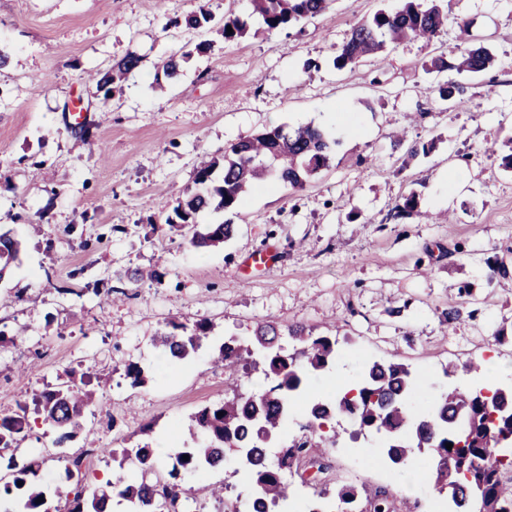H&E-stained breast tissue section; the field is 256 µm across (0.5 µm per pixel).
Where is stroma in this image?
Masks as SVG:
<instances>
[{
	"label": "stroma",
	"instance_id": "1",
	"mask_svg": "<svg viewBox=\"0 0 512 512\" xmlns=\"http://www.w3.org/2000/svg\"><path fill=\"white\" fill-rule=\"evenodd\" d=\"M399 0H332L310 21L262 30L251 0H0V233L21 243L0 282V416L19 414L59 387L98 388L64 446L41 417L0 466H30L29 481L82 459L86 492L120 473L107 448H154L159 470L191 441L184 421L223 401V368L210 362L225 336L247 339L256 325H300L339 340L340 355L309 381L312 396L338 398L362 366L400 354L417 391L438 397L449 383L474 386L443 369L491 358L487 384H512V0H441L448 27L431 43L408 39L336 69L333 58L352 28ZM206 7L232 15L247 35L227 44L184 17ZM467 20L496 56L477 76L429 71ZM213 41L182 62L166 93L154 89L157 66L186 43ZM142 58L121 94L103 99L87 73L104 72L127 54ZM315 59L321 69L307 75ZM455 80L453 100L434 88ZM80 100L92 135L81 139L66 116ZM312 124L338 140L329 168L289 193L256 184L232 211L206 209L198 225L233 224L225 245L197 248L189 230L165 224L187 189L197 160H220L232 143L267 129ZM408 126L407 158L390 132ZM418 214L393 218L404 196ZM271 265L246 267L263 250ZM507 274L491 276L488 260ZM157 280L133 283L130 270ZM469 285L466 303L457 288ZM461 305L454 322L449 307ZM207 320L208 346L176 364L152 338L170 321ZM143 368L131 386L126 365ZM316 448L324 463L317 490L354 483L406 498L414 512H438L432 459L403 468L384 464L385 438H351Z\"/></svg>",
	"mask_w": 512,
	"mask_h": 512
}]
</instances>
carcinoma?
<instances>
[{
    "mask_svg": "<svg viewBox=\"0 0 512 512\" xmlns=\"http://www.w3.org/2000/svg\"><path fill=\"white\" fill-rule=\"evenodd\" d=\"M331 0H252L254 11L261 17L267 31L286 30L324 12ZM191 29L217 27L226 43H234L247 33L236 17L214 23L213 15L199 6L185 19ZM448 25V15L429 0H402L393 9H381L358 23L348 41L333 59L338 69L352 67L367 56L382 50L386 43H397L410 37L430 40ZM233 32H227V28ZM190 56L171 55L156 72V84L179 72L180 61ZM142 58L128 54L112 69L91 76L96 93L110 99L121 90L120 82L137 69ZM494 58L484 46L462 39L446 55L431 59L429 70L439 73L478 75L486 71ZM338 141L311 125L269 129L253 138L240 140L224 152L222 183L214 184L212 174L218 166L215 159H202L196 168L198 189L177 203L167 214L165 223L175 229L193 230L191 243L196 247H217L234 235V225L208 224L197 229L196 215L207 208L229 211L235 209L248 188L267 178L277 179L291 191L304 187L307 180L329 166ZM21 242L9 233H0V282L8 277L10 264L20 251ZM211 325L200 320L187 327L171 321L154 336V343L172 361H184L197 353L209 338ZM277 323L265 321L257 325L247 341L234 336L212 348L210 358L224 365L226 379L231 381L232 395L215 405L205 406L192 414L187 424L189 437L202 441L199 448H185L174 455L168 476L174 483H149L144 479L155 471L154 449L112 448L107 453L112 466L124 470L131 466L141 477L119 480L113 495L126 512H170L176 503L175 481L186 474L206 477L223 467L226 452L240 456L234 473L248 483L249 496L268 501L275 512L288 500L289 483L285 469L269 461L265 441L275 438L283 429L296 398L312 375L328 370L336 362V340L314 336L303 326L288 329L296 345L290 353L281 343ZM263 368L266 387L257 393L239 391L241 381L257 367ZM416 390L408 367L390 358L363 365L356 388L332 400L330 408L322 400H310L305 409L307 418L302 429L307 434L293 439L284 448L288 463L300 458L310 448L338 446L340 433L328 423L343 420L356 427V435L383 434L387 437L386 457L400 467L411 458L431 456L436 459L428 478L438 492L448 493L452 512H512V386L489 387L487 392L450 387L439 397L416 409L410 401ZM43 421L57 433L56 444L74 438L85 412L94 405L93 393L72 386L45 392L35 401ZM25 418L0 417V447L9 448L22 432ZM453 447L448 449L446 444ZM189 459H183V456ZM30 468L12 473L8 482H0V512H60L51 509L55 497L69 504L67 512H106L108 495L87 496L77 487L68 490L59 484L55 489L31 483L25 476ZM360 491L353 485L336 490L334 499L323 491L316 492L302 512H362L358 505ZM370 512H395L392 501L382 490L365 492Z\"/></svg>",
    "mask_w": 512,
    "mask_h": 512,
    "instance_id": "1",
    "label": "carcinoma"
}]
</instances>
